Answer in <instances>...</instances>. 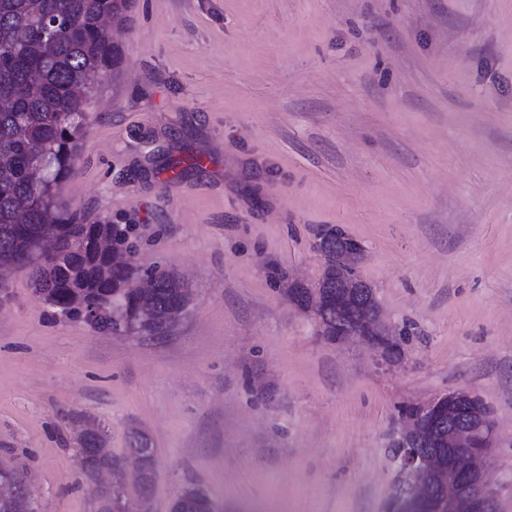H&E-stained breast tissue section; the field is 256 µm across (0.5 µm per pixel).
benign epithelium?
Wrapping results in <instances>:
<instances>
[{
	"label": "benign epithelium",
	"instance_id": "benign-epithelium-1",
	"mask_svg": "<svg viewBox=\"0 0 512 512\" xmlns=\"http://www.w3.org/2000/svg\"><path fill=\"white\" fill-rule=\"evenodd\" d=\"M343 247L336 256V288L293 286L289 300L301 310L320 319V313L336 309V332L320 327L325 341L336 346L359 341L370 347L381 362L400 365L405 352L398 340L404 330L387 324L381 311L369 308L365 299L368 285L350 275L353 260L364 253L362 243L344 233ZM496 423L483 402L464 390H453L419 405L410 414L402 411L392 444L395 461L408 483L409 491L397 494L389 512H498V494L487 480L495 448ZM429 470L444 484L453 480L456 490L441 503L419 481ZM136 475L120 466L112 468V483L98 489L108 491L115 484L134 482Z\"/></svg>",
	"mask_w": 512,
	"mask_h": 512
}]
</instances>
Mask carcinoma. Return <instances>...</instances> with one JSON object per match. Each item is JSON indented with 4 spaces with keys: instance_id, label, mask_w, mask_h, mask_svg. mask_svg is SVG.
I'll return each mask as SVG.
<instances>
[{
    "instance_id": "cac0c4a2",
    "label": "carcinoma",
    "mask_w": 512,
    "mask_h": 512,
    "mask_svg": "<svg viewBox=\"0 0 512 512\" xmlns=\"http://www.w3.org/2000/svg\"><path fill=\"white\" fill-rule=\"evenodd\" d=\"M131 0H0V264L23 265L40 242L50 240L54 254L30 271L33 290L54 312L77 321L80 307L117 299L122 317L107 313L97 323L104 332L134 327L144 336L169 332L182 312L185 286L165 271L153 272V288L130 287L132 266L114 262L97 239L119 246L127 236L118 225L68 213L57 188L71 171L73 152L84 135L94 90L109 68L119 65L113 25L125 19ZM57 24V35L45 49L41 31ZM48 162L45 180L34 177L37 159ZM327 280L341 241L336 228H323ZM156 452L150 435L133 429L124 456L106 448L102 431H84L81 464L92 476L126 464L139 472L134 492L143 512H151L154 475L148 466ZM127 495L124 487L96 493L97 512H114ZM176 512H224V504L198 484H188L175 498ZM0 512H39L29 482L0 500Z\"/></svg>"
}]
</instances>
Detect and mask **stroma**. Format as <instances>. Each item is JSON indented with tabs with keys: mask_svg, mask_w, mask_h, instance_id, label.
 <instances>
[{
	"mask_svg": "<svg viewBox=\"0 0 512 512\" xmlns=\"http://www.w3.org/2000/svg\"><path fill=\"white\" fill-rule=\"evenodd\" d=\"M114 36L60 200L127 226L134 265L193 301L166 339L112 337L13 273L0 457L41 512H93L89 425L116 457L150 433L152 512L190 483L224 512H386L403 407L455 388L492 411L512 512V0H132ZM336 224L407 332L400 367L288 300Z\"/></svg>",
	"mask_w": 512,
	"mask_h": 512,
	"instance_id": "35a3bbf8",
	"label": "stroma"
}]
</instances>
